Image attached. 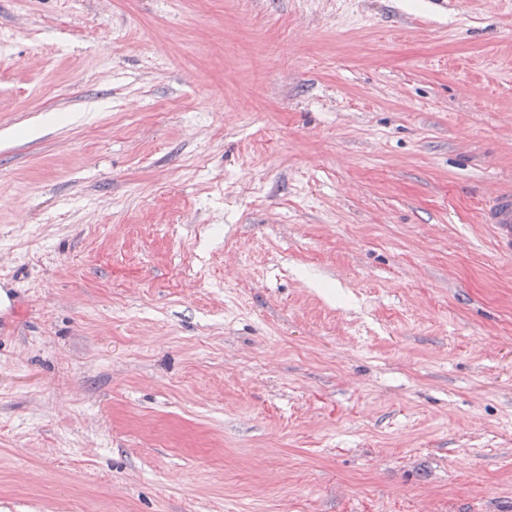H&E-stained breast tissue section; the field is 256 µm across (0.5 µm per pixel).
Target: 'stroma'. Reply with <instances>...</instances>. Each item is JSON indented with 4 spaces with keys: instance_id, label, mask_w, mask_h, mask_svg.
I'll use <instances>...</instances> for the list:
<instances>
[{
    "instance_id": "stroma-1",
    "label": "stroma",
    "mask_w": 512,
    "mask_h": 512,
    "mask_svg": "<svg viewBox=\"0 0 512 512\" xmlns=\"http://www.w3.org/2000/svg\"><path fill=\"white\" fill-rule=\"evenodd\" d=\"M0 512H512V0H0ZM483 224H492L500 249L512 252V186L498 187L481 213Z\"/></svg>"
}]
</instances>
